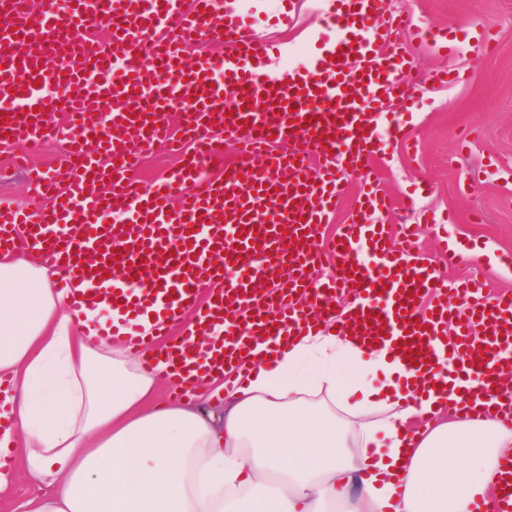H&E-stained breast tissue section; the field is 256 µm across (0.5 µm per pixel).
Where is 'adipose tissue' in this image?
Instances as JSON below:
<instances>
[{
  "mask_svg": "<svg viewBox=\"0 0 512 512\" xmlns=\"http://www.w3.org/2000/svg\"><path fill=\"white\" fill-rule=\"evenodd\" d=\"M121 318L71 308L46 268L0 255V448L39 488L28 512H497L512 423L467 418L447 369L424 378L331 325L251 340L244 384L215 371L159 403L172 361L162 351L148 367L112 341ZM313 384L391 414L359 423L350 450L347 425L305 406ZM218 393L217 417L197 401ZM414 417L428 421L416 434Z\"/></svg>",
  "mask_w": 512,
  "mask_h": 512,
  "instance_id": "1",
  "label": "adipose tissue"
}]
</instances>
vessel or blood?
I'll use <instances>...</instances> for the list:
<instances>
[{
    "mask_svg": "<svg viewBox=\"0 0 512 512\" xmlns=\"http://www.w3.org/2000/svg\"><path fill=\"white\" fill-rule=\"evenodd\" d=\"M336 2L332 60L270 80L257 70L263 48L252 27L216 0L188 8L183 0H40L35 8L0 0V147L33 149L51 135L64 151L53 172L27 169L46 208L0 209V251L27 233L31 263L63 270L77 308L90 286L110 285V305L126 315L114 336L131 349L144 346V302L161 297L166 313L154 334L169 355L191 359V337L172 335L166 314L193 310L197 325L223 328L224 372L239 382L248 337L318 333L320 303L354 294L337 335L387 344L417 370L445 360L472 395L468 411L485 414L498 370L512 364V293L486 297L476 277L447 282L412 248H395L388 225L368 223V214L395 209L375 157L389 141L410 140L388 120L389 103L409 91V62L388 34L412 23L401 13L380 31L370 25L371 0ZM202 39L224 42V55L183 70L185 45ZM47 86L56 102L45 100ZM179 103L192 147L143 187L131 171L140 152L169 142V111ZM228 140L237 162L224 159ZM206 167L218 176L201 179ZM349 167L361 194L348 223L319 248L322 224L349 193ZM97 179L106 191L92 190ZM86 252L99 255L96 266L84 263ZM328 255L332 273L313 282L311 270ZM258 279L272 282V302L252 296Z\"/></svg>",
    "mask_w": 512,
    "mask_h": 512,
    "instance_id": "b4317fda",
    "label": "vessel or blood"
}]
</instances>
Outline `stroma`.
<instances>
[{
    "instance_id": "1",
    "label": "stroma",
    "mask_w": 512,
    "mask_h": 512,
    "mask_svg": "<svg viewBox=\"0 0 512 512\" xmlns=\"http://www.w3.org/2000/svg\"><path fill=\"white\" fill-rule=\"evenodd\" d=\"M325 0H240L239 14L251 17L258 42L295 50V66L316 61L336 34ZM406 12L424 28L445 33L447 53L404 34L401 46L412 62L410 98L396 112L412 132L414 153L391 143L378 160L381 183L398 203L384 216L391 241L402 225H413L419 256L447 280L470 277L468 260L448 264L440 239L478 248L487 292L512 290V270L498 262L512 252V0H385L386 15ZM497 32L484 52L479 30ZM468 72L464 84L439 85L434 71ZM0 150V207L44 208L24 174Z\"/></svg>"
}]
</instances>
